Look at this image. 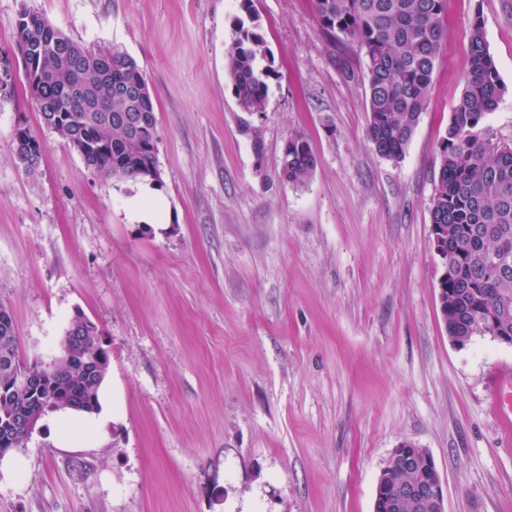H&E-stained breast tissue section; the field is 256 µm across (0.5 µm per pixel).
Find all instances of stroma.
<instances>
[{"label": "stroma", "mask_w": 512, "mask_h": 512, "mask_svg": "<svg viewBox=\"0 0 512 512\" xmlns=\"http://www.w3.org/2000/svg\"><path fill=\"white\" fill-rule=\"evenodd\" d=\"M274 71L265 111L225 63L240 0H0V300L27 360L51 361L75 311L102 331L100 408L69 447L42 419L0 468V512H373L392 451L433 457L447 512H512V449L489 379L512 346H453L431 208L439 147L480 19L505 93L485 138L512 144V0H448L427 104L403 156L378 155L361 51L335 62L314 0H253ZM143 69L165 207L92 175L39 122L12 42L23 8ZM40 138L39 173L12 154ZM303 135L317 166L280 173ZM27 129L29 136L27 135ZM14 137L12 138V150L15 159L19 165L24 169L26 175L29 177H35L38 174L42 156V145L39 139L32 134L29 127L19 123L14 128ZM317 160L309 142L303 136L290 138L281 157L282 177L295 186H305L313 176Z\"/></svg>", "instance_id": "stroma-1"}]
</instances>
